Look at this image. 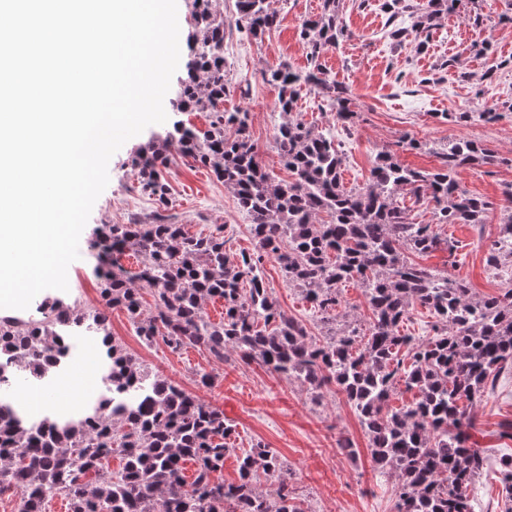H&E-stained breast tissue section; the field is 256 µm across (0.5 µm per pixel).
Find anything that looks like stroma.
Instances as JSON below:
<instances>
[{"label": "stroma", "instance_id": "stroma-1", "mask_svg": "<svg viewBox=\"0 0 512 512\" xmlns=\"http://www.w3.org/2000/svg\"><path fill=\"white\" fill-rule=\"evenodd\" d=\"M271 2L278 13L277 25L249 40L233 28L235 0H217L215 7L223 11L229 26L224 79L231 91L224 98V109L247 113L250 140L265 169L284 179L288 172L275 143L284 117L269 107L277 93L266 77L283 63L306 67L307 49L299 32L303 19L320 14L322 0ZM382 3L341 0L339 18L351 36L321 59L330 78L347 91L355 112L352 123L342 126L335 109L314 93L302 95L297 110L308 125L335 133L336 145L345 155L343 181L350 187L367 183L378 155L385 151L394 152L409 167L431 170L439 166L438 153L449 141L467 138L491 149L498 163L470 167L459 175L464 189L491 202L485 223L439 225L445 246L419 256L418 262L465 280L473 298L501 294L507 284L489 270L486 256L499 238L500 207L512 188V112H503L489 123L478 114L493 104L512 102V23L502 20L503 15L512 16V0H479L482 21L477 25L468 17L469 0H460L422 43L412 36L400 43L391 39V28L408 27L411 20L405 13L388 17ZM451 112H468L472 118L451 123L446 119ZM178 121L200 130L208 125L205 113L172 112L165 123L148 126L128 140L109 162V184L97 199L83 236H90L99 225L123 224L130 217L152 214L155 202L135 189L132 155ZM165 177L170 211L186 232L205 234L223 224L228 228L227 249L254 251L250 217L209 169L178 158ZM125 187L130 190L127 200L113 206V198ZM93 266L84 252L68 268L66 297L86 309L101 306ZM261 272L281 310L303 323L310 335H323L326 326L319 314L299 289L288 284L277 262L265 260ZM106 316L112 335L149 369L223 410L236 430L224 462L225 481L236 480L239 457L261 443L287 465L290 485L305 512H394V481L374 468L368 436L342 394L328 391L315 402L300 382L243 361L236 353L218 362L199 347L174 352L161 343L149 345L136 335L124 310L110 307ZM98 347L95 336L75 337L65 367L71 387H49L53 402L77 409L102 394L101 373L88 359ZM199 371L212 373L214 382L198 385ZM468 411L474 423L472 441L489 456L484 475L469 491L473 512H501L497 461L512 453V368L469 404Z\"/></svg>", "mask_w": 512, "mask_h": 512}]
</instances>
